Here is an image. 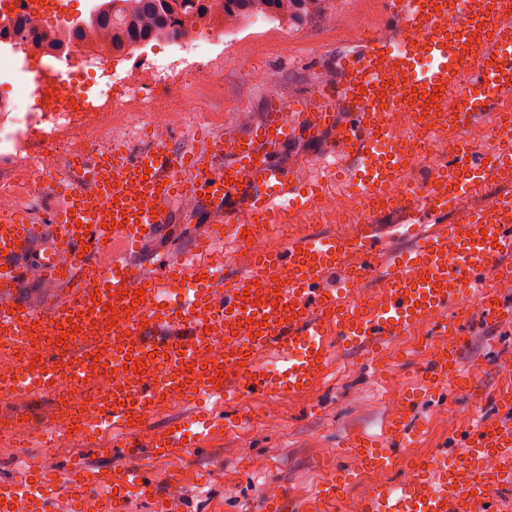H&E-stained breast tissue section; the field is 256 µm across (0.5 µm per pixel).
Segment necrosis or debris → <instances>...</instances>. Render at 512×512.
I'll return each instance as SVG.
<instances>
[{
  "label": "necrosis or debris",
  "mask_w": 512,
  "mask_h": 512,
  "mask_svg": "<svg viewBox=\"0 0 512 512\" xmlns=\"http://www.w3.org/2000/svg\"><path fill=\"white\" fill-rule=\"evenodd\" d=\"M78 0H13L11 18H30L40 26L66 24L77 13ZM208 44L220 45L224 35L212 32ZM208 44H201L196 31L167 44L161 54L129 64L127 53L91 49L88 42L74 40L61 49L35 47L31 41L0 43V208H14L22 197L37 200L43 190L38 176H53L86 157L84 144L102 137L112 124V105L119 98L138 96L157 89H177L203 76ZM38 63L55 68L39 88L31 104L20 105L17 77ZM358 214L355 198L323 199L309 210L289 212L292 224H311L329 217L353 234ZM0 439L23 451L21 474L48 469L58 449L67 447L66 435L34 432L17 421L0 423Z\"/></svg>",
  "instance_id": "obj_1"
}]
</instances>
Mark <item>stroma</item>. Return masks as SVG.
Segmentation results:
<instances>
[{
  "mask_svg": "<svg viewBox=\"0 0 512 512\" xmlns=\"http://www.w3.org/2000/svg\"><path fill=\"white\" fill-rule=\"evenodd\" d=\"M359 15L371 27L390 26L382 0H349L340 9L326 0L323 16L303 22L285 18L260 26L250 18L235 19L229 25L234 37L211 49L212 54L223 55V68L179 91L183 121L166 133L167 147L201 151L206 147L205 134H242L262 122L270 99L288 107L312 99L316 83L339 78L337 58L354 42V19ZM270 70L278 74L271 87L260 80L261 73ZM153 119L148 105L124 103L112 114V138L132 152L148 148ZM335 136L332 128L315 137L299 136L283 144L274 160L296 178L317 177V161ZM216 218V213L192 210L187 201H175L168 208L163 233L125 249V257L144 274L162 278L165 261L175 262L194 252ZM403 220L396 211L377 215L369 242L378 250L379 261L410 247V240L402 235ZM70 288L60 279L28 274L18 285L14 301L39 312L68 298ZM464 335L459 358L470 377V392L461 397H431L414 409L422 434L406 448L408 456L424 458L446 451L454 434L471 428L489 411L484 399L499 383L501 364L512 359V322L487 326L474 319ZM423 360V350L403 337L376 352L331 345L325 374L303 396L283 398L279 428L260 425L264 411L273 409V400L247 399L228 409L229 414L245 416V423L216 431L200 449L172 462L143 455L129 457L126 463L147 473L172 468L190 472V479L179 484L177 512H260L261 487L266 483L276 484L288 501L307 499L327 477L329 466H353V455L339 450L348 437L381 435L397 406L395 399L386 396V387L402 393L414 389L416 368ZM451 407L459 411V422H440L442 412ZM54 409L55 400L47 395L0 398V421L26 417L41 424Z\"/></svg>",
  "mask_w": 512,
  "mask_h": 512,
  "instance_id": "35a3bbf8",
  "label": "stroma"
}]
</instances>
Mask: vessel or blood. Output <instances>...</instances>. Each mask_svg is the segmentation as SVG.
Masks as SVG:
<instances>
[{
  "label": "vessel or blood",
  "instance_id": "obj_1",
  "mask_svg": "<svg viewBox=\"0 0 512 512\" xmlns=\"http://www.w3.org/2000/svg\"><path fill=\"white\" fill-rule=\"evenodd\" d=\"M394 25L391 38H367L349 46L338 59L342 78L316 86L315 109L306 104L284 108L270 101L265 120L244 135L210 137L205 153H175L159 144L134 153L120 146L93 149L84 159V179L61 174L55 187L62 207L50 213L56 242L70 254L59 277L71 280L70 297L34 314L15 309L12 298L23 278L18 263L42 230L27 213L0 211V352L14 346L33 349L36 364H22L0 379V395L63 397L67 378H87L110 360L118 372L113 390L98 405L95 430L111 436L109 456L140 452L175 456L196 448L222 428L223 406L242 397L270 399L300 396L323 376L330 341L377 348L431 324L435 338L422 363L417 391L402 396L380 437L356 434L344 446L359 468L332 469L295 512H340L345 491L360 471L376 479L357 502L358 512H500L505 490L512 488V366L501 368L502 384L491 398L499 418L478 421L461 434L458 457L424 459L403 454L417 434L410 412L420 399L467 392L459 364L464 319L448 318L449 308L465 304L480 290L482 318L500 323L512 309L500 291L512 287V196L494 200L495 220L461 211L439 231L428 222L492 175L512 178V127L500 135L487 165L472 162V150L458 143L452 160L432 168L424 192L401 199L387 189L417 164L419 147L472 126L487 104L504 109L512 103V0H383ZM454 86L456 101L439 96L429 108L421 91ZM346 112L337 121V112ZM410 119L414 136L396 128L399 116ZM333 126L337 135L321 159L323 178L297 180L273 161L286 142L313 136ZM355 164L347 185L361 204L356 232L350 237H303L287 253L253 254L246 272L228 280L224 272L197 255L166 265L162 279L148 278L113 255L104 268L90 265L105 243L134 245L156 236L176 200L191 197L224 220L213 239L244 242L245 231H273L276 217L311 208L342 161ZM244 209H237L238 198ZM155 212L141 211L143 200ZM391 207L407 216L405 233L415 247L374 267L356 256L366 250V231L376 213ZM341 272L335 288L323 287L326 274ZM496 281H488V274ZM197 281L193 295L171 299L168 286L185 278ZM95 280L99 293L85 288ZM120 294L115 311L105 308L110 293ZM109 326L112 346L102 350L98 336ZM76 327L74 341L50 343L58 329ZM277 346L281 370L270 371L256 356ZM225 350L221 360L203 363L207 347ZM222 384H214L216 372ZM193 401L196 430L175 425L143 438L139 419H150L162 404ZM494 457L497 467L482 463ZM406 469L400 481L387 472ZM169 474L147 476L125 466L90 468L71 465L63 490L50 491L46 478L0 481V512H12L26 498L28 512H58L60 501L104 498L110 512H126L130 501L151 499L157 512H172L164 488Z\"/></svg>",
  "mask_w": 512,
  "mask_h": 512
}]
</instances>
